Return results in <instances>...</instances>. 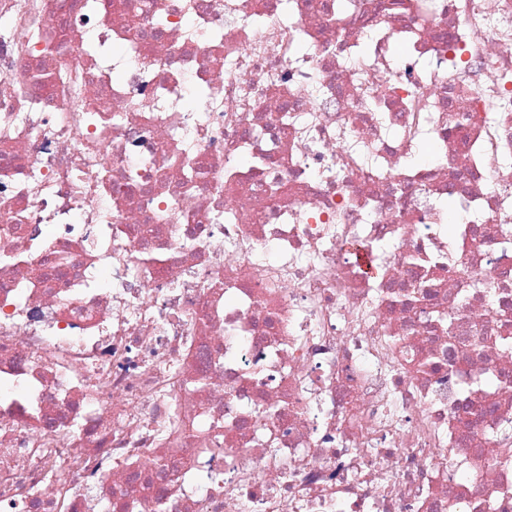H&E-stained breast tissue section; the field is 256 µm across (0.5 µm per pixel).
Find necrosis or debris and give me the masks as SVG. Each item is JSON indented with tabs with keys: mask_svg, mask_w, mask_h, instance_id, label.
Returning a JSON list of instances; mask_svg holds the SVG:
<instances>
[{
	"mask_svg": "<svg viewBox=\"0 0 512 512\" xmlns=\"http://www.w3.org/2000/svg\"><path fill=\"white\" fill-rule=\"evenodd\" d=\"M0 512H512V0H0Z\"/></svg>",
	"mask_w": 512,
	"mask_h": 512,
	"instance_id": "obj_1",
	"label": "necrosis or debris"
}]
</instances>
